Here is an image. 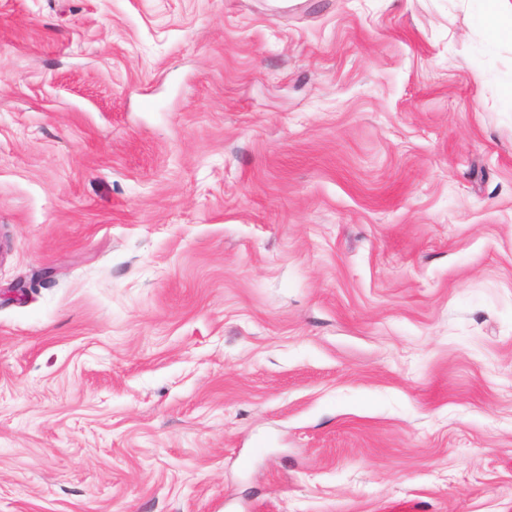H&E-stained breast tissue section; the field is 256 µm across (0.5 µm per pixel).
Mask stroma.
Wrapping results in <instances>:
<instances>
[{
    "label": "stroma",
    "mask_w": 512,
    "mask_h": 512,
    "mask_svg": "<svg viewBox=\"0 0 512 512\" xmlns=\"http://www.w3.org/2000/svg\"><path fill=\"white\" fill-rule=\"evenodd\" d=\"M511 85L474 0H0V512H512Z\"/></svg>",
    "instance_id": "obj_1"
}]
</instances>
